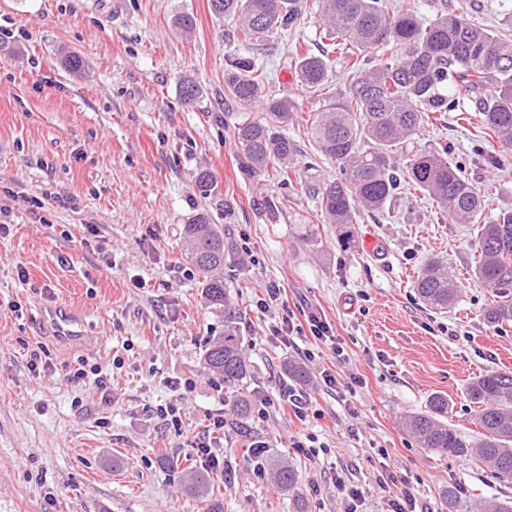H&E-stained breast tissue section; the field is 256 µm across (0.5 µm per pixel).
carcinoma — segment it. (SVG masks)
<instances>
[{
  "mask_svg": "<svg viewBox=\"0 0 512 512\" xmlns=\"http://www.w3.org/2000/svg\"><path fill=\"white\" fill-rule=\"evenodd\" d=\"M210 7L217 15L236 18L244 38L277 42L302 14L304 0H210ZM319 8L325 38L351 58L346 90L311 120L317 151L338 164L336 178L313 189L320 217L339 227L342 246L348 248L355 241L359 211L384 209L405 187L423 192L437 202L448 222L481 225L472 276L493 291L483 318L494 328L512 323V209L481 222L485 192L448 157V144L434 151H406L431 115L464 111L462 88L477 96L480 137L512 151V40L442 10L423 25L411 8L389 0H320ZM294 62L299 82L308 89L329 78L327 50L298 55ZM264 80L252 59L229 61L224 85L231 98L245 106H263L261 117L236 127L241 168L248 176L266 175L286 185L298 149L281 127L292 119L295 103L287 96L265 97ZM449 86L454 92L443 93ZM183 239L203 278L207 306L224 318V334L204 346L201 360L224 382L246 433L244 420L252 404L250 364L243 353L240 313L224 286V265L232 261V249L224 242V228L205 212L183 226ZM412 288L423 304L437 309L450 307L460 293L440 258L420 268ZM465 395L473 404L475 423L483 429L480 437L468 439L448 423V397L438 393L430 396L426 410L404 417L403 429L421 448L471 461L496 479L512 481V370L474 377ZM273 474L280 491L297 488L298 475L288 463H277ZM184 488L199 493L206 479L188 467ZM467 508L512 512V500L472 502Z\"/></svg>",
  "mask_w": 512,
  "mask_h": 512,
  "instance_id": "carcinoma-1",
  "label": "carcinoma"
}]
</instances>
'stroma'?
Wrapping results in <instances>:
<instances>
[{
  "label": "stroma",
  "mask_w": 512,
  "mask_h": 512,
  "mask_svg": "<svg viewBox=\"0 0 512 512\" xmlns=\"http://www.w3.org/2000/svg\"><path fill=\"white\" fill-rule=\"evenodd\" d=\"M420 21L437 9L512 37V0H409ZM193 17L183 33L179 15ZM325 43L319 0H306L278 43L242 40L233 19L209 0H0V512H344L337 478L364 490L361 512H385L380 477H398L418 512H448L446 491L512 499L471 462L415 447L404 415L447 394L448 421L477 438L464 393L480 373L512 369V325L489 328L490 288L471 275L477 229L452 224L428 196L401 194L357 218L344 249L336 225L316 213L313 185L335 178L320 156L310 117L345 88L343 61L320 89H303L291 58ZM79 54L82 75L65 67ZM252 58L268 75L265 92L296 103L289 137L299 148L297 181L283 188L250 177L238 164L237 124L260 109L225 95L229 59ZM199 89L179 96L183 79ZM469 120L449 112L426 124L418 147L449 144L451 158L479 188H492V220L512 208V154L477 145ZM218 188L201 195V171ZM207 212L223 225L238 262L224 282L241 312L251 365L253 409L246 428L226 414L223 382L201 354L224 321L206 306L182 228ZM443 258L461 294L448 310L416 298L424 262ZM279 289L268 312L257 307ZM80 310L88 345L61 344L42 322L43 307ZM317 313L334 341L270 337L282 307ZM344 352L336 354L333 345ZM96 364L107 382L69 378L77 359ZM295 360L310 373L288 378ZM336 375L332 390L323 374ZM364 380L355 405L342 383ZM309 396L306 420L281 406L289 390ZM173 403L182 427L156 413ZM224 416L215 446L227 464L209 471L205 493L181 488V470L198 466L194 444L210 417ZM310 435L315 451H293ZM265 443V465L288 460L297 496L283 494L249 462V439Z\"/></svg>",
  "instance_id": "35a3bbf8"
}]
</instances>
